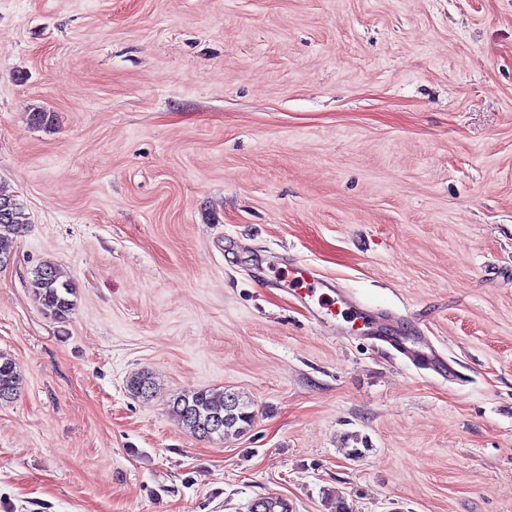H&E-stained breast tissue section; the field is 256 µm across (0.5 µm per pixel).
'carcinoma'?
I'll use <instances>...</instances> for the list:
<instances>
[{
	"label": "carcinoma",
	"mask_w": 512,
	"mask_h": 512,
	"mask_svg": "<svg viewBox=\"0 0 512 512\" xmlns=\"http://www.w3.org/2000/svg\"><path fill=\"white\" fill-rule=\"evenodd\" d=\"M0 201L9 203V216L0 218V263L10 259L9 235L28 223L24 204L12 195L0 192ZM30 289L40 305L41 312L64 322L75 308L74 288L70 279L55 264L47 262L33 272ZM22 377L16 363L0 353V402L16 396ZM128 391L135 397L147 398L153 389L151 377L134 374L127 381ZM252 402L238 392L201 388L177 394L169 404L171 415L182 427L203 440L217 437L221 440L246 435L253 423ZM222 422L218 431L215 422Z\"/></svg>",
	"instance_id": "cac0c4a2"
}]
</instances>
